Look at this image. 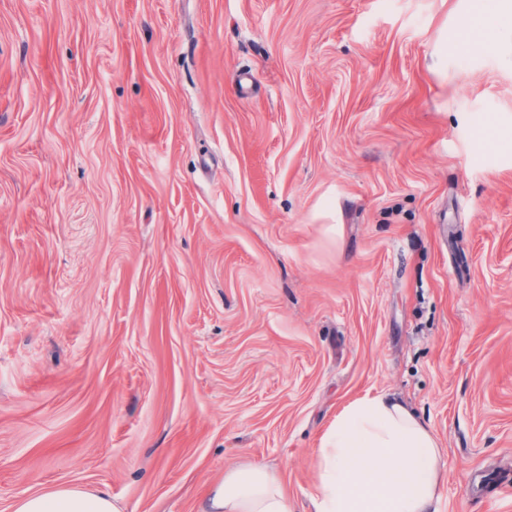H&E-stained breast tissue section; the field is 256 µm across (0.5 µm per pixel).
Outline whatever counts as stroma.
Here are the masks:
<instances>
[{
	"label": "stroma",
	"instance_id": "1",
	"mask_svg": "<svg viewBox=\"0 0 512 512\" xmlns=\"http://www.w3.org/2000/svg\"><path fill=\"white\" fill-rule=\"evenodd\" d=\"M465 0H0V512H306L336 413L435 433L512 512V56ZM199 512H292L279 477L265 468L239 464L209 491ZM14 512H122L104 493H87L79 489H55L21 499Z\"/></svg>",
	"mask_w": 512,
	"mask_h": 512
}]
</instances>
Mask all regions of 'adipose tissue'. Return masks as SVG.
<instances>
[{"label": "adipose tissue", "instance_id": "obj_1", "mask_svg": "<svg viewBox=\"0 0 512 512\" xmlns=\"http://www.w3.org/2000/svg\"><path fill=\"white\" fill-rule=\"evenodd\" d=\"M461 39L471 53L512 50V0H468ZM309 512H439L448 471L433 431L397 397L347 403L315 450ZM14 512H121L110 496L55 489L21 499ZM200 512H292L279 477L239 464L209 491Z\"/></svg>", "mask_w": 512, "mask_h": 512}]
</instances>
